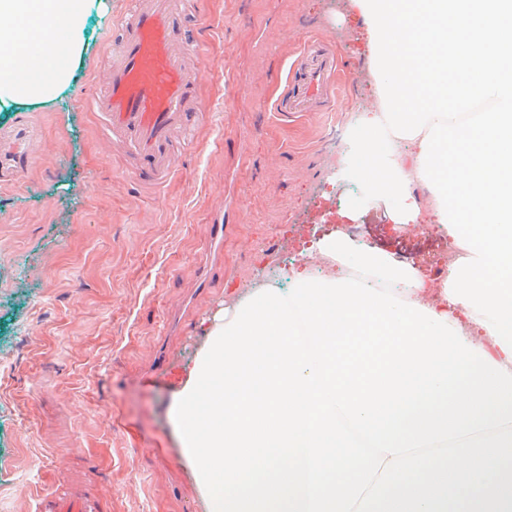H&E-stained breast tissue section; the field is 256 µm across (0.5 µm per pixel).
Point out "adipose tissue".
<instances>
[{
	"label": "adipose tissue",
	"mask_w": 512,
	"mask_h": 512,
	"mask_svg": "<svg viewBox=\"0 0 512 512\" xmlns=\"http://www.w3.org/2000/svg\"><path fill=\"white\" fill-rule=\"evenodd\" d=\"M89 0H0V102L21 100L45 105L72 89V61L87 51ZM399 299L416 302L446 316L465 340L483 348L500 366L512 370L504 353L473 308L448 301L444 289L396 284Z\"/></svg>",
	"instance_id": "adipose-tissue-1"
}]
</instances>
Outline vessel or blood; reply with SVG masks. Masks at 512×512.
Instances as JSON below:
<instances>
[{"label": "vessel or blood", "mask_w": 512, "mask_h": 512, "mask_svg": "<svg viewBox=\"0 0 512 512\" xmlns=\"http://www.w3.org/2000/svg\"><path fill=\"white\" fill-rule=\"evenodd\" d=\"M131 11L114 20L118 38L104 70L103 90L85 94L98 135L125 162L124 174L160 189L179 170L177 138L207 123L211 115L200 94L197 73L187 62L198 51L184 0H132ZM342 64L334 49L307 40L286 74L273 108L280 116L330 111ZM39 512H100L88 493L59 499L43 496Z\"/></svg>", "instance_id": "b4317fda"}]
</instances>
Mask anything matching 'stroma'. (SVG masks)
Returning a JSON list of instances; mask_svg holds the SVG:
<instances>
[{"mask_svg": "<svg viewBox=\"0 0 512 512\" xmlns=\"http://www.w3.org/2000/svg\"><path fill=\"white\" fill-rule=\"evenodd\" d=\"M196 61L214 119L182 136L180 171L137 186L72 95L0 105V512L83 479L103 512H203L169 418L172 395L210 317L259 282L257 246L294 251L346 229L356 244L427 276L446 240L396 224L391 204L343 201L327 128L364 108L372 64L344 0H204ZM89 22L76 82L92 86L112 45ZM346 67L334 111L282 118L274 97L307 36ZM223 208L224 278L200 289L210 218ZM171 360L154 373L158 353Z\"/></svg>", "mask_w": 512, "mask_h": 512, "instance_id": "stroma-1", "label": "stroma"}]
</instances>
